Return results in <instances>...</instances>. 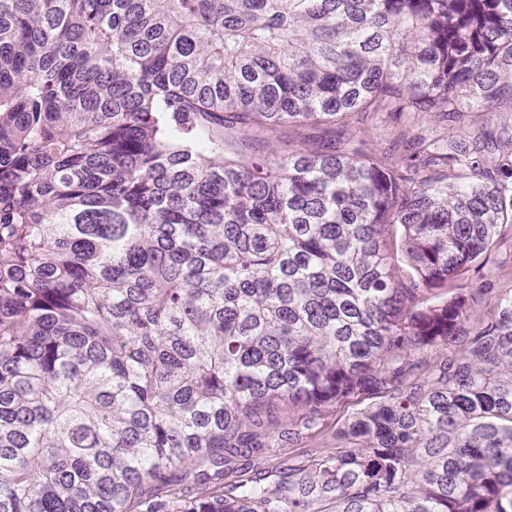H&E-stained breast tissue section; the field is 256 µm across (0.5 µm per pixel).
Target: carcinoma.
Listing matches in <instances>:
<instances>
[{
    "mask_svg": "<svg viewBox=\"0 0 512 512\" xmlns=\"http://www.w3.org/2000/svg\"><path fill=\"white\" fill-rule=\"evenodd\" d=\"M507 82L512 0H0V512H512ZM399 130L390 121L374 124L367 132L368 148L375 151L392 148L398 145L399 152L403 151V145L400 143ZM509 243L493 251L490 256V262L484 268H481V260H479L468 272L464 273L463 276L467 278L473 288L480 287L483 281L482 274H484L488 268L494 267L495 264H500L501 266V268L497 270L499 275L497 280L499 288H512V247Z\"/></svg>",
    "mask_w": 512,
    "mask_h": 512,
    "instance_id": "carcinoma-1",
    "label": "carcinoma"
}]
</instances>
